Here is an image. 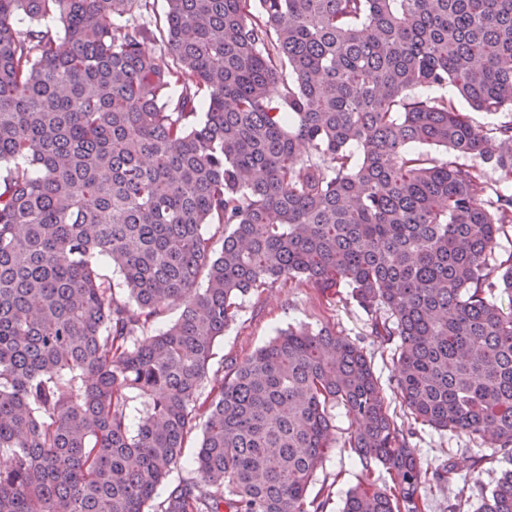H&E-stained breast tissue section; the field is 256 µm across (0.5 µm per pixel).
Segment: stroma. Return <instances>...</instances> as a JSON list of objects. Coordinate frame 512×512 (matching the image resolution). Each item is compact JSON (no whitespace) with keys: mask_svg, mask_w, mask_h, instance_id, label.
Here are the masks:
<instances>
[{"mask_svg":"<svg viewBox=\"0 0 512 512\" xmlns=\"http://www.w3.org/2000/svg\"><path fill=\"white\" fill-rule=\"evenodd\" d=\"M334 328L337 333L354 341H364L365 350L385 389L391 414L402 426L411 420L391 379L394 375V346H380L365 342L366 316L354 304L343 299L333 302L319 300L312 289L304 284H278L268 289L262 299L245 297L241 301L238 320L228 327L214 347L211 361L213 369H222L226 358L244 360L255 350L265 346L279 330L306 327L318 330L322 326ZM335 426L336 443L316 473L315 486L326 485L331 491L327 512H341L347 491L361 477V466L344 440L350 429V420L342 407L330 410ZM413 442L421 460L437 466L447 460L455 461L459 475L465 476L467 485L458 488L450 484L442 490L434 484H425L422 494L425 512H448L456 492H463L467 504L465 512H475L485 490L491 488L504 470L512 468V460L484 447L479 440L438 432L426 426H417Z\"/></svg>","mask_w":512,"mask_h":512,"instance_id":"obj_1","label":"stroma"}]
</instances>
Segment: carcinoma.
<instances>
[{
  "label": "carcinoma",
  "instance_id": "cac0c4a2",
  "mask_svg": "<svg viewBox=\"0 0 512 512\" xmlns=\"http://www.w3.org/2000/svg\"><path fill=\"white\" fill-rule=\"evenodd\" d=\"M165 2L154 31L144 0H0V512H326L336 405L362 467L343 512H424L456 465L423 463L361 344L290 328L211 372L278 283L347 289L414 423L512 459V193L458 161L511 183L512 120L408 94L512 112V0ZM478 512H512L511 469ZM199 436V433H195L189 438L182 458L169 476L170 482L177 483L187 477L193 469V458L197 451Z\"/></svg>",
  "mask_w": 512,
  "mask_h": 512
}]
</instances>
